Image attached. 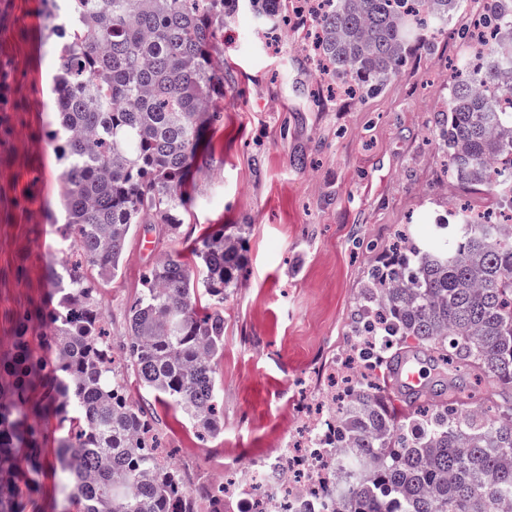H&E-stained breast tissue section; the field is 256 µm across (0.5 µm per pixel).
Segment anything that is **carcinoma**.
Returning <instances> with one entry per match:
<instances>
[{
	"mask_svg": "<svg viewBox=\"0 0 512 512\" xmlns=\"http://www.w3.org/2000/svg\"><path fill=\"white\" fill-rule=\"evenodd\" d=\"M52 34L61 43L53 78L65 161L59 250L51 279L60 293L53 352L33 353L28 317L0 356V512L10 496L12 451L44 465L42 426L53 417L75 479L80 512H195L180 472L160 453L147 410L126 396L116 370L96 279L116 277L141 224L177 236L182 186L201 159L204 131L224 96V62L213 48L226 0H66ZM318 61L327 74L372 94L419 41L416 16L437 30L462 0H319ZM486 23L508 35L490 43L467 78L448 85L440 139L459 180L488 186L512 209V0H484ZM279 20L288 0H252ZM245 225L227 224L191 250L152 264L127 311L125 361L154 396L198 434L220 432L216 361L224 353V291L238 283ZM209 297L197 306L200 294ZM352 358L368 377L348 386L338 414L317 429L337 449L346 478L323 483L333 512H512V224L465 211L406 233L359 289L351 316ZM462 364L492 381L486 409L425 397L398 414L380 381L406 355ZM50 389L39 402L31 395Z\"/></svg>",
	"mask_w": 512,
	"mask_h": 512,
	"instance_id": "1",
	"label": "carcinoma"
}]
</instances>
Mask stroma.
Instances as JSON below:
<instances>
[{
  "mask_svg": "<svg viewBox=\"0 0 512 512\" xmlns=\"http://www.w3.org/2000/svg\"><path fill=\"white\" fill-rule=\"evenodd\" d=\"M464 0L445 34L416 49L377 93H328L329 79L305 41L287 37L255 13L250 0H227L220 116L207 131L203 159L187 185L179 235L138 229L120 274L99 294L114 353L127 334V310L157 254L178 252L225 224L245 225L237 287L224 297V354L216 366L224 421L198 436L174 409L155 405L132 384V399L154 404V428L171 465L198 490L228 461L260 467L279 443L296 439L325 376L344 353L362 279L378 265L396 231L447 220L465 204L475 213L496 199L446 171L436 116L448 109V84L469 24ZM54 25L44 0H0V353L17 315L51 356L50 316L58 297L47 270L61 264L62 165L51 137L50 93L58 68ZM156 247L144 252L145 239ZM55 424L43 428L47 462L37 483H18L21 512H77L57 463Z\"/></svg>",
  "mask_w": 512,
  "mask_h": 512,
  "instance_id": "obj_1",
  "label": "stroma"
}]
</instances>
